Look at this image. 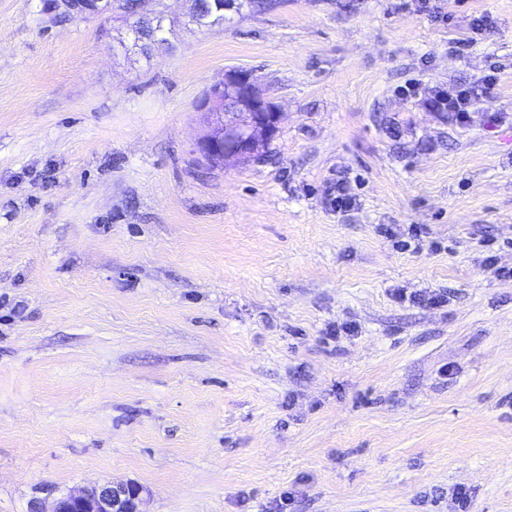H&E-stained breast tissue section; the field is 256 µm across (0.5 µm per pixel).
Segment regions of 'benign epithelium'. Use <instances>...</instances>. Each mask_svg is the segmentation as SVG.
Listing matches in <instances>:
<instances>
[{"instance_id": "benign-epithelium-1", "label": "benign epithelium", "mask_w": 512, "mask_h": 512, "mask_svg": "<svg viewBox=\"0 0 512 512\" xmlns=\"http://www.w3.org/2000/svg\"><path fill=\"white\" fill-rule=\"evenodd\" d=\"M51 7L68 16L86 18L112 7V0H52ZM231 90L236 111L222 107L224 91ZM200 111L216 117L217 131L197 142L200 153L226 162L254 159L261 144L279 131L281 113L267 101L253 75L230 71L208 89ZM146 489L133 482L73 489L54 498L50 510L32 512H141Z\"/></svg>"}]
</instances>
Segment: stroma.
Listing matches in <instances>:
<instances>
[{"label":"stroma","mask_w":512,"mask_h":512,"mask_svg":"<svg viewBox=\"0 0 512 512\" xmlns=\"http://www.w3.org/2000/svg\"><path fill=\"white\" fill-rule=\"evenodd\" d=\"M190 7L145 55L0 0V512H512V0ZM231 70L282 120L216 164ZM490 74L467 123L426 101ZM144 493L133 482L73 489L54 498L50 510L35 507L32 512H141Z\"/></svg>","instance_id":"1"}]
</instances>
